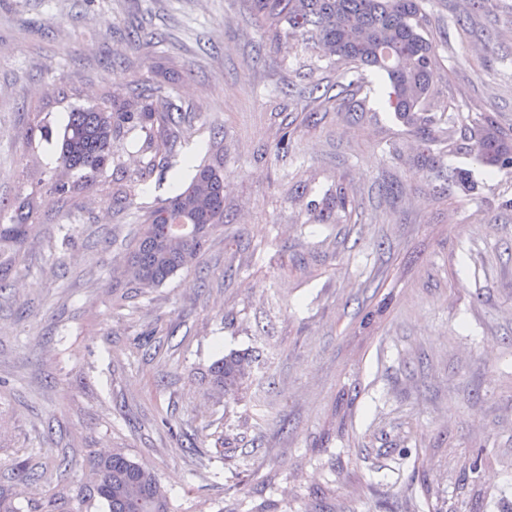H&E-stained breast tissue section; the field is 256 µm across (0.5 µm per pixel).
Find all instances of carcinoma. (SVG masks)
Instances as JSON below:
<instances>
[{"label":"carcinoma","mask_w":512,"mask_h":512,"mask_svg":"<svg viewBox=\"0 0 512 512\" xmlns=\"http://www.w3.org/2000/svg\"><path fill=\"white\" fill-rule=\"evenodd\" d=\"M426 0H251L254 14L275 39L285 34L306 37L329 65L351 69L373 67L389 82L387 105L402 124L421 139L422 169L440 174L447 140L436 136V113L448 111L443 77L434 73L432 58L439 48L426 11ZM169 100L156 102L143 86L112 92L105 108L73 109L59 134L57 167L73 181L57 179L60 196L96 182L115 162L114 140L140 129L157 131L168 142L180 134ZM439 149H433V146ZM453 150L472 153L487 166L512 171V143L490 124L470 130ZM32 207L21 202L10 222L0 224V252H15L26 239ZM224 223V149L196 166L189 186L151 207L145 215L123 271L124 287L138 294L155 288L181 270L192 267L210 231ZM245 356L231 353L210 367L215 389L234 391L244 377ZM14 478L37 483L42 474L16 464ZM86 493L80 501L99 500L108 512H169L168 500L156 475L116 449L89 456Z\"/></svg>","instance_id":"1"}]
</instances>
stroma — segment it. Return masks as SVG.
I'll use <instances>...</instances> for the list:
<instances>
[{"mask_svg": "<svg viewBox=\"0 0 512 512\" xmlns=\"http://www.w3.org/2000/svg\"><path fill=\"white\" fill-rule=\"evenodd\" d=\"M461 2L431 0L448 129L512 135V0L493 16ZM464 14L461 36L449 22ZM366 74L360 117L344 95L314 106L309 85L355 73L271 41L250 0H0V206L35 202L0 294L16 512H105L71 494L90 452L115 448L156 474L170 512H428L421 476L451 492L483 448L476 512H512V173L458 154L424 174L387 79ZM138 84L182 112L168 167H150L137 130L118 147L129 181L52 194L58 143L42 129ZM215 129L224 224L198 267L122 299L144 208L190 183L183 161L207 158ZM120 188L133 205L114 202ZM230 353L250 367L225 395L209 368ZM23 459L40 483L11 479Z\"/></svg>", "mask_w": 512, "mask_h": 512, "instance_id": "stroma-1", "label": "stroma"}]
</instances>
